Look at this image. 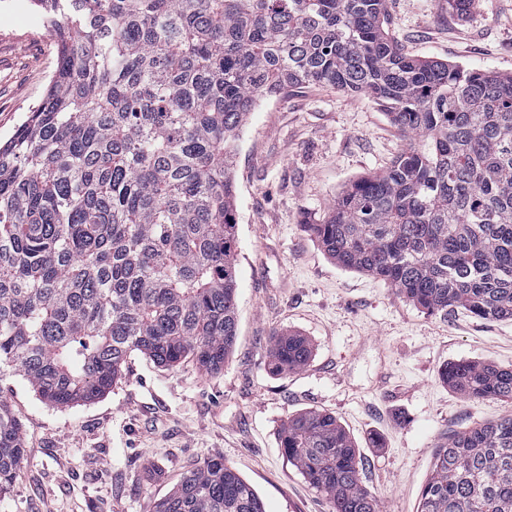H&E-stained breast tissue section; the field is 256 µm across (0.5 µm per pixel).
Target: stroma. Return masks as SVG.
Returning <instances> with one entry per match:
<instances>
[{"label":"stroma","instance_id":"1","mask_svg":"<svg viewBox=\"0 0 512 512\" xmlns=\"http://www.w3.org/2000/svg\"><path fill=\"white\" fill-rule=\"evenodd\" d=\"M394 36L420 58L512 73V0H477L468 17L445 0H387ZM57 40L30 0H0V138L44 96ZM406 146L370 99L324 86L258 101L238 141V338L216 374L131 353L103 396L66 408L20 376L0 378V403L21 423L26 457L0 512H151L189 469L221 458L265 512H332L283 456L293 414L340 420L381 512H416L433 448L512 415V402L472 401L442 372L463 360L512 366V321L465 310L422 312L383 281L336 265L306 231L352 180ZM312 345L300 371L269 366L270 339Z\"/></svg>","mask_w":512,"mask_h":512}]
</instances>
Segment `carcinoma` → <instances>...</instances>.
<instances>
[{
    "mask_svg": "<svg viewBox=\"0 0 512 512\" xmlns=\"http://www.w3.org/2000/svg\"><path fill=\"white\" fill-rule=\"evenodd\" d=\"M33 2L58 65L0 143V377L68 407L109 391L132 352L224 370L238 333V131L289 85L364 95L407 141L306 224L324 251L427 314L512 320V75L406 54L386 0ZM270 355L287 374L312 347L281 333ZM443 377L469 399L512 400V368L459 361ZM280 445L332 512H379L336 416H289ZM24 460L0 403V495ZM152 512L265 508L211 459ZM417 512H512V417L434 449Z\"/></svg>",
    "mask_w": 512,
    "mask_h": 512,
    "instance_id": "cac0c4a2",
    "label": "carcinoma"
}]
</instances>
